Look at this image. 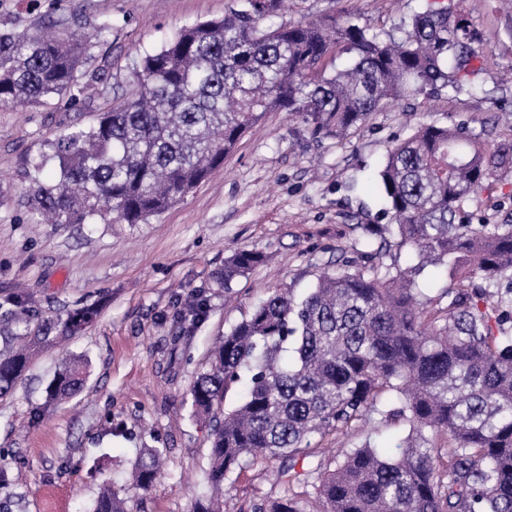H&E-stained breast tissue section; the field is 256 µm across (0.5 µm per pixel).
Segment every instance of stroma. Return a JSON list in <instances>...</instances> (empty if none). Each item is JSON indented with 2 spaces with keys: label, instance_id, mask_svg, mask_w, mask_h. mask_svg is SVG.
<instances>
[{
  "label": "stroma",
  "instance_id": "1",
  "mask_svg": "<svg viewBox=\"0 0 512 512\" xmlns=\"http://www.w3.org/2000/svg\"><path fill=\"white\" fill-rule=\"evenodd\" d=\"M230 0H0V31L20 33L46 17L71 31L112 29L81 69L104 70L73 107L52 98L17 111L0 107V301L23 289L32 324L96 304L79 335L33 351L15 390L0 398V461L14 494L9 512H91L102 485L130 512H193L208 488L210 429L194 415L190 388L213 344L278 288L302 292L338 258L357 260V225L391 218L375 178L393 140L418 123L465 119L473 133L488 121H512V14L498 0H460L488 55L481 93L455 98L421 93L386 105L343 137L314 141L284 112L266 113L224 164L161 216L144 224H44L27 202L34 162L61 134L94 122L104 103L134 82L133 64L165 38L200 20L223 18ZM423 0H284L269 25L352 16L377 33H400ZM462 220L512 219V174H496L467 202ZM262 252V265L231 290L216 283L240 249ZM202 291L203 317L177 300ZM182 319H175V312ZM83 357L89 376L67 402L47 403L45 389L65 361ZM375 434L394 446L403 432L368 425L343 439L313 437L316 462L332 467L329 448ZM149 448L166 449L149 491L131 473ZM283 494L275 470L243 462L224 485V512Z\"/></svg>",
  "mask_w": 512,
  "mask_h": 512
}]
</instances>
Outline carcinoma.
Instances as JSON below:
<instances>
[{
  "instance_id": "obj_1",
  "label": "carcinoma",
  "mask_w": 512,
  "mask_h": 512,
  "mask_svg": "<svg viewBox=\"0 0 512 512\" xmlns=\"http://www.w3.org/2000/svg\"><path fill=\"white\" fill-rule=\"evenodd\" d=\"M280 7L236 0L224 18L183 27L140 57L132 90L53 144L57 169L42 177L46 163L34 166L35 213L52 224L145 223L223 166L267 112L288 113L315 139L340 138L407 94L480 89L483 49L455 0H425L399 38L348 17L260 27ZM110 29L65 33L48 19L0 33V106H39L50 95L81 104L79 68ZM339 42L353 59L330 68ZM497 137L490 150L466 122L433 121L394 143L376 180L394 224L357 225L360 263L323 271L303 296L276 291L214 345L190 388L193 412L210 423V488L222 490L250 459L279 463L290 485L253 512H305L296 483L314 487L325 512H512V312L486 292L506 281L512 293V224L460 220L490 176L512 173V124ZM395 245L418 263H386ZM264 259L237 250L219 276L224 289ZM428 265L449 269L451 282L423 302L414 275ZM11 305L5 317L25 332L0 350V397L29 360L14 340L75 336L97 317L87 305L33 331L25 298ZM85 380L84 362L73 360L47 398L70 399ZM376 418L408 431L398 453L367 440L339 449L332 470L295 471L314 457L311 437ZM165 452L137 460L135 488L153 486ZM93 512H127L126 501L105 486Z\"/></svg>"
}]
</instances>
